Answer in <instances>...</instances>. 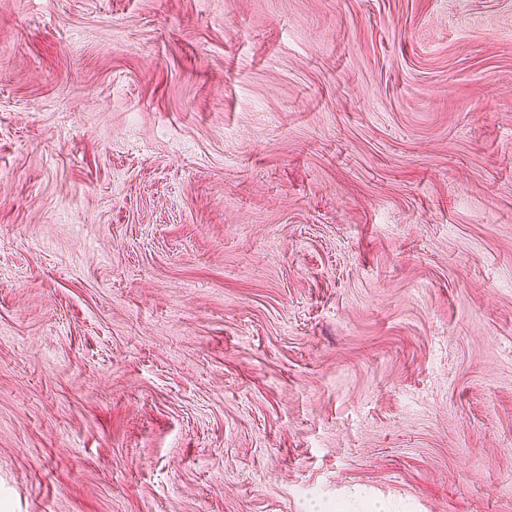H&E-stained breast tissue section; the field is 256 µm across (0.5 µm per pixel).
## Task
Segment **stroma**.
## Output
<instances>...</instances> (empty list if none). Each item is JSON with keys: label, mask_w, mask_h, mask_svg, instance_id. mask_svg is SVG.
I'll use <instances>...</instances> for the list:
<instances>
[{"label": "stroma", "mask_w": 512, "mask_h": 512, "mask_svg": "<svg viewBox=\"0 0 512 512\" xmlns=\"http://www.w3.org/2000/svg\"><path fill=\"white\" fill-rule=\"evenodd\" d=\"M512 512V0H0V512Z\"/></svg>", "instance_id": "35a3bbf8"}]
</instances>
